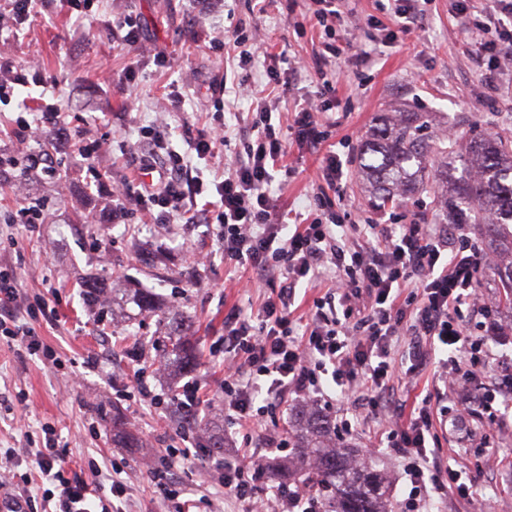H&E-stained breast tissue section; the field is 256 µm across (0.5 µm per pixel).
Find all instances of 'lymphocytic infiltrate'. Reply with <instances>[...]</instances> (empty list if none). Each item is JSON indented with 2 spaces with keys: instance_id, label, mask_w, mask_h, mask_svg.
<instances>
[{
  "instance_id": "f902f5d3",
  "label": "lymphocytic infiltrate",
  "mask_w": 512,
  "mask_h": 512,
  "mask_svg": "<svg viewBox=\"0 0 512 512\" xmlns=\"http://www.w3.org/2000/svg\"><path fill=\"white\" fill-rule=\"evenodd\" d=\"M306 2L319 31L312 64L284 74L275 65L266 67L269 83L284 88L293 76L315 78L314 96L295 104L289 125H282L255 86L244 85L255 114L250 135L222 179L210 184L193 175L192 161L211 160L227 144L231 127L224 113H212L209 132L191 138L189 157L172 148L165 125L141 127L135 163L158 179L136 186L117 181L111 216L125 220L138 213L156 224L209 225L225 265L247 272L250 287L270 289L257 317L236 308L225 314L224 334L212 348L224 366L217 388L224 415L242 434L237 458L199 464L196 441L174 449L175 458L197 462V477L243 503L245 512H322L320 493L264 486V454L277 455L288 446L279 433L267 434L263 453L251 444L254 431L287 396L314 405L334 391L353 423L377 424L373 447L402 454L408 505L419 512L451 492L470 496L479 485V471L466 473L444 460L436 424L442 417L452 426L464 422L467 401L458 398L445 408L446 388L465 387L494 357L489 339L502 329L477 288L479 274L494 260L473 244L463 224H328L311 211L286 226L278 175L291 146L323 150L322 180L343 185L344 163L323 145L344 63H372L378 46L393 42L397 30L424 15L420 0H388L398 29L371 17L366 25L374 34L368 41L341 46L337 29L346 19L338 0ZM470 42L494 57L512 56V0H493L491 12L473 21ZM209 191L217 196L212 207H194V198ZM13 280L12 269L0 266V337L26 342L34 354L39 345L32 328L17 324L13 315L19 300ZM301 285L317 293L304 315L293 310ZM431 366L435 385L405 407L399 388L417 384ZM71 471V462L50 443L0 452L8 493L23 498L24 512H120L117 502L126 494L120 483L105 490ZM41 478L52 489L37 498L32 490Z\"/></svg>"
}]
</instances>
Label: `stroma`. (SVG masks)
Listing matches in <instances>:
<instances>
[{
	"label": "stroma",
	"mask_w": 512,
	"mask_h": 512,
	"mask_svg": "<svg viewBox=\"0 0 512 512\" xmlns=\"http://www.w3.org/2000/svg\"><path fill=\"white\" fill-rule=\"evenodd\" d=\"M426 9L422 29L398 34L372 64L349 66L337 87V123L328 142L349 159L343 189L334 191L321 180V153L291 148L287 163L294 173L282 190L289 209L307 213L320 196L341 224L375 218L432 223L428 194L416 195L407 209L379 210L359 176L360 149L376 118L392 117L401 108L427 113L434 137L453 131L512 138V68H494L473 53L454 0H430ZM127 13L142 23L141 49L112 40L113 18ZM240 19L255 28L260 47L270 54L309 60L319 48L311 26L295 27L288 18L285 0H267L261 12L253 0H96L83 17L64 0H46L21 26L0 29V78L16 83L11 99L0 102V151L13 153L17 117L38 118L52 106L63 128L60 179L0 180V261L16 267L24 302L17 315L25 317L26 304L39 301L55 309L53 317L31 322L41 355L29 354L24 343L0 341V448L18 447L27 437L40 444L45 430H54L56 448L83 481L125 484V512H167L168 503L155 491L153 469L167 449L182 447L183 428L177 409L164 412L125 396L139 341L163 337L166 327L150 315L113 320V288L136 280L191 319L195 368L165 370L154 385L170 394L199 380L200 416L219 434L228 424L213 394L223 372L209 349L223 336L231 308L254 313L262 299L230 282L208 225L148 224L139 215L115 224L104 216L101 207L111 197L113 181L138 177L129 157L117 150L100 154L94 161L103 173L98 180L86 177L72 158L101 141L135 142L139 127L159 122L168 127L172 146L188 152L184 130L206 131L214 110L211 85L220 77L227 80V111L241 117L250 112L238 84L249 75L265 85L262 63L242 70L233 55L212 46ZM157 50L166 52L169 66L157 65ZM132 70L136 87L119 91ZM491 73L493 89L487 81ZM174 90L184 99L183 110L168 106ZM31 205L46 218L33 229L16 220L18 209ZM199 251L212 253L210 267L200 270L190 263V254ZM91 278L102 288V303L94 308L83 288ZM479 287L504 330L492 348L510 352L512 305L506 292L489 270ZM116 419L136 434L140 447L113 444ZM468 427L490 438L481 487L466 499L449 494L439 503L440 512H512V408L494 418L476 410Z\"/></svg>",
	"instance_id": "obj_1"
}]
</instances>
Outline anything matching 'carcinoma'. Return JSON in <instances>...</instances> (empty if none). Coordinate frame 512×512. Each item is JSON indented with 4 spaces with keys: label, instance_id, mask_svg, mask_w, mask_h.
<instances>
[{
    "label": "carcinoma",
    "instance_id": "cac0c4a2",
    "mask_svg": "<svg viewBox=\"0 0 512 512\" xmlns=\"http://www.w3.org/2000/svg\"><path fill=\"white\" fill-rule=\"evenodd\" d=\"M422 112H401L393 122L375 125L360 155L359 167L377 206L410 199L437 180L452 187L455 202L443 205L452 224H481L490 251L512 256V144L493 135L472 136L465 151L455 142L432 140L424 133ZM126 303L138 314L167 315L148 291L128 290ZM163 361L195 365L189 325L171 317ZM288 458L270 477L281 482L296 468L310 489L326 492L330 512H390L388 486L372 456L359 458L350 446L336 445L325 416L316 410L295 411L288 431Z\"/></svg>",
    "mask_w": 512,
    "mask_h": 512
}]
</instances>
